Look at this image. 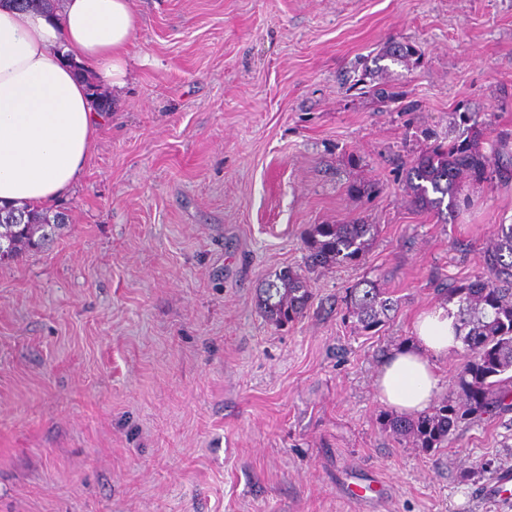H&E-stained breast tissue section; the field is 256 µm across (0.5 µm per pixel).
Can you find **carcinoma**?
Returning a JSON list of instances; mask_svg holds the SVG:
<instances>
[{"instance_id": "carcinoma-1", "label": "carcinoma", "mask_w": 512, "mask_h": 512, "mask_svg": "<svg viewBox=\"0 0 512 512\" xmlns=\"http://www.w3.org/2000/svg\"><path fill=\"white\" fill-rule=\"evenodd\" d=\"M417 55L411 45L386 47L377 60L409 63ZM483 130L448 141L410 164L407 186L411 203L421 211H433L443 218L461 209L462 187L467 183H512V133L500 132L481 146ZM64 217H49L37 210H0V261L13 259L40 247L60 229ZM374 224H311L303 234L308 268L337 267L360 262L373 245ZM448 302L457 306L456 317L462 343V364L456 374L464 397V409L443 404L417 419L388 420V427L400 436L414 439L422 448H438L447 442L464 416L512 408V224L495 228L490 246L483 253V272L474 279L439 283ZM312 294L307 276L285 268L265 281L259 289L258 308L263 317L283 327L303 316ZM343 302L358 329H379L398 309V303L372 282L346 289Z\"/></svg>"}]
</instances>
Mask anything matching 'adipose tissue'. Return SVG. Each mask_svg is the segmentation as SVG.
<instances>
[{"mask_svg":"<svg viewBox=\"0 0 512 512\" xmlns=\"http://www.w3.org/2000/svg\"><path fill=\"white\" fill-rule=\"evenodd\" d=\"M136 29L131 0H60L50 12L0 5V206L37 209L75 184L102 120L87 78L122 88ZM459 345L453 307L420 313L412 342L376 376L380 400L401 415L428 410L434 362Z\"/></svg>","mask_w":512,"mask_h":512,"instance_id":"obj_1","label":"adipose tissue"}]
</instances>
